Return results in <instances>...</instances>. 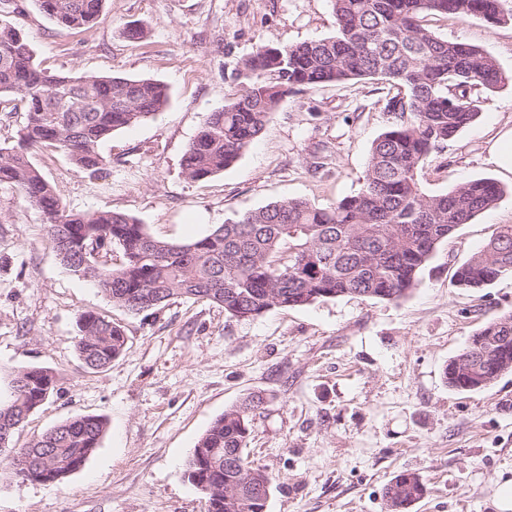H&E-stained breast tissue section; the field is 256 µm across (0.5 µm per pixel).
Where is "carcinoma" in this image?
Masks as SVG:
<instances>
[{
	"mask_svg": "<svg viewBox=\"0 0 512 512\" xmlns=\"http://www.w3.org/2000/svg\"><path fill=\"white\" fill-rule=\"evenodd\" d=\"M59 30L91 28L105 0H37ZM504 0H330L333 35L293 45H260L239 58L231 77L239 85L224 109L210 113L183 157V171L199 181L233 165L264 130L288 94L354 79L382 81L396 89L385 103L387 124L373 142L365 182L329 207L305 200L271 202L228 219L185 243L152 237L139 221L114 211L67 208L32 162L29 149L67 153L77 166L97 172L100 152L113 132L163 111L167 87L155 80L112 75H48L34 61L28 35L6 19L20 8L0 0V95L26 113L17 145L0 148V185L19 191L42 212L48 243L74 276L99 288L129 313L155 309L174 296L224 307L237 320L274 308L311 305L359 295L398 301L421 285L420 271L437 246L460 226L492 209L504 187L490 178L470 180L446 193L429 194L418 175L431 154L479 116L475 89L493 90L508 80L483 48L448 41L425 24L428 14L512 22ZM117 245L119 266L99 262ZM512 275V224H500L483 249L460 265L454 283L480 288ZM76 350L84 366L99 370L126 351L122 327L94 312L79 319ZM444 371L448 387L479 390L482 380L512 372V313L481 326ZM57 391L55 374L28 367L11 375L0 395V433L9 437ZM254 395L224 410L200 437L186 464L189 481L208 496V512H254L252 494L272 484L269 473L248 461ZM107 423L98 416L68 419L13 450L15 475L59 482L97 451ZM426 493L420 473L394 476L383 493L385 512H408Z\"/></svg>",
	"mask_w": 512,
	"mask_h": 512,
	"instance_id": "obj_1",
	"label": "carcinoma"
}]
</instances>
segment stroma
Instances as JSON below:
<instances>
[{
  "instance_id": "stroma-1",
  "label": "stroma",
  "mask_w": 512,
  "mask_h": 512,
  "mask_svg": "<svg viewBox=\"0 0 512 512\" xmlns=\"http://www.w3.org/2000/svg\"><path fill=\"white\" fill-rule=\"evenodd\" d=\"M22 6L11 20L47 73L149 78L170 93L162 112L102 144L100 171L32 150L70 209L122 212L156 238L184 242L271 202L328 207L361 189L386 127L388 86L371 79L294 92L232 166L201 181L182 171L207 115L239 90L236 59L263 44L332 35L329 0H105L96 26L68 32L36 0ZM130 22L146 28L144 40L126 38ZM424 22L485 49L509 80L475 91L478 119L425 163L422 185L442 193L489 177L507 192L438 246L406 299L340 297L238 321L175 297L130 314L66 270L43 214L0 185V371L37 366L58 379L57 393L0 450V512H207L185 464L211 423L254 394L266 403L247 453L274 478L267 512H382L384 486L407 469L427 487L410 512H495L499 484L512 478V374L460 393L443 370L477 328L512 311L511 275L479 290L451 282L497 225L512 224V176H500L487 152L492 130L512 125V23ZM317 157L324 167L315 172ZM88 310L120 323L127 338V352L102 370L86 369L75 349ZM77 415L107 422L85 465L55 483L15 478L12 449Z\"/></svg>"
}]
</instances>
